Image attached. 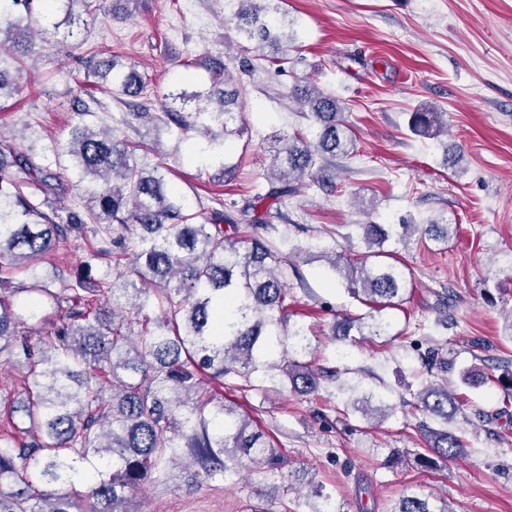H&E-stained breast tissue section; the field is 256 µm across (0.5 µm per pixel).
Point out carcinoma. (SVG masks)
Instances as JSON below:
<instances>
[{
    "mask_svg": "<svg viewBox=\"0 0 512 512\" xmlns=\"http://www.w3.org/2000/svg\"><path fill=\"white\" fill-rule=\"evenodd\" d=\"M71 20L74 7L88 14L93 0H54ZM282 0H224L222 20L235 24L245 50L272 62L288 60L298 48L294 22L281 9ZM45 0H5L0 5V53L21 63L34 48L33 32L46 35ZM117 59L97 60L94 73L112 68L113 90L139 98L137 111L123 114L132 121L175 126L199 133L207 144L238 136L241 91L227 89L228 70L214 71L206 94L171 91L167 98L199 107L181 112L167 105L149 111L145 83L135 70L116 69ZM291 98L308 108L317 125L316 140L295 133L284 139L270 158L269 195L291 196L306 183L326 188L323 167L338 156L354 153L355 141L345 126L344 102L308 81L295 83ZM102 109L94 97H76L75 114L82 118ZM409 130L434 136L447 127L444 113H410ZM138 142L109 127L95 130L78 124L62 155L91 193L96 206L75 204L62 216L53 199L64 190L63 173L37 165L30 154L0 139V353L8 350L24 369L22 393L13 413L27 435L0 434V512H136L133 499L141 484L156 473L165 478L184 465L198 467L196 480L231 481L250 464L275 475L284 456L264 435L251 429L224 397L207 394L203 376L227 382L229 389L262 394L284 388L299 396L318 392L339 376L334 368L314 367L308 328L288 315V263L280 251L256 236L263 223L250 215L248 203L236 221L222 208L209 209L205 224H194L190 206L177 203L176 190L165 176L149 171L139 160ZM370 256L354 261L334 253L332 269L346 282L352 297L377 313L406 300L411 273L379 261L383 244L396 237L403 244L418 233L430 240H448L453 225L446 220L426 224H361ZM85 251V266L112 258L115 274H104L87 287L86 278L71 273L41 279L36 266L52 251L73 247ZM23 268L31 283L13 285L7 274ZM37 296L50 305L56 322L45 336L34 337L11 297ZM139 317L134 335L125 324ZM336 323L335 335L367 327L376 336L390 322L368 315ZM425 366L441 373L448 359L431 348ZM408 404L448 422L458 411L455 395L429 385ZM366 416H386L383 395L370 393L353 403ZM429 450L455 457L465 448L456 432L419 425ZM94 472L85 490L75 487L78 466ZM315 501L309 512H340L336 501L308 479ZM394 512L437 510L428 500L406 496Z\"/></svg>",
    "mask_w": 512,
    "mask_h": 512,
    "instance_id": "carcinoma-1",
    "label": "carcinoma"
}]
</instances>
